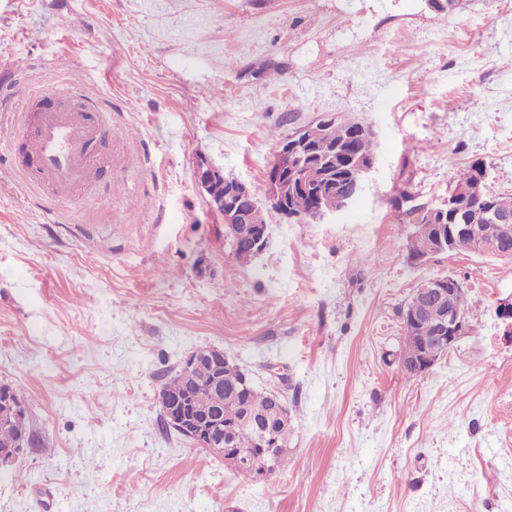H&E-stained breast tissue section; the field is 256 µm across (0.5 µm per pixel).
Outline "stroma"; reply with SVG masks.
Listing matches in <instances>:
<instances>
[{"mask_svg": "<svg viewBox=\"0 0 512 512\" xmlns=\"http://www.w3.org/2000/svg\"><path fill=\"white\" fill-rule=\"evenodd\" d=\"M70 80L101 165L62 199L13 120ZM326 113L375 133L363 190L332 224L267 211L239 260L199 163L265 183ZM475 161L512 194V0H0V384L41 439L0 512H512V262L413 264L394 203H441ZM448 275L468 332L405 378L401 310ZM204 347L293 409L267 479L163 424L162 382Z\"/></svg>", "mask_w": 512, "mask_h": 512, "instance_id": "1", "label": "stroma"}]
</instances>
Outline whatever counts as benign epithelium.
I'll return each mask as SVG.
<instances>
[{"label": "benign epithelium", "mask_w": 512, "mask_h": 512, "mask_svg": "<svg viewBox=\"0 0 512 512\" xmlns=\"http://www.w3.org/2000/svg\"><path fill=\"white\" fill-rule=\"evenodd\" d=\"M320 121L325 129L333 132L336 131L338 122L353 130L359 127L357 120L335 114H324L320 117ZM306 144L307 139L302 135L301 130L296 129L288 134L281 142L275 162L268 173L266 202L286 217L290 216L286 202L291 197L293 186L310 184V172L301 163ZM375 162L376 159L373 158L360 165L343 201L338 203L336 199L328 195L319 194L316 206L308 214L298 216V219L312 223H326L335 220L336 216L348 208L359 194L367 175L374 169ZM198 181L209 195L211 202L223 210L224 227L227 234L238 238L244 232H250L253 248L256 252H261L266 247L268 240L263 209L260 208L250 214V224L238 223L239 202L243 197L249 195L248 187L240 182L224 178L219 171L204 163L199 166ZM484 181L485 177L483 176L473 180L462 190V193L467 198L486 196ZM462 197L453 194L444 201V204L448 205L450 209L459 208L462 206ZM414 214L417 219L413 221V231L410 235L412 243L438 228L436 224L422 222L423 216H432L433 209L430 206L417 205L414 207ZM484 219H492L502 225L505 234L503 241L493 244L480 241L478 221ZM456 233L467 235L477 241L479 252L501 260L512 261V246L509 245V237L512 236V213L497 209L492 202L485 201L484 209L474 215L472 223L454 224L448 231V236H438V250L443 251L451 247L452 238ZM460 291H462V283L455 278L452 279L450 288L447 287L446 281L435 278L423 282L413 291L411 294L412 304L408 311L401 312L404 330L409 333L413 332V324L417 321L420 311L428 307L436 310V325L433 335L420 337V340L424 342L423 350L401 351L399 355L400 368L404 369L414 365L417 367L418 374L427 373L467 333L468 324L465 313L454 303V296ZM224 360H226L224 351L214 350L211 365L215 370V375L211 380V390L218 401L224 397V382L220 376L221 364L224 363ZM159 402L168 427L195 444L202 442L204 438L207 439L206 450L222 456L227 464L233 467L246 465L253 462L255 457L263 455L267 457V461L260 477L266 478L278 469L281 454L273 452V449L279 447L278 432L264 411L256 412L252 416V422L256 425L257 433L260 436L258 447L230 448L225 439L229 438L232 428L222 424L220 417L215 412L207 410L196 413L189 412L186 399L179 396L161 397Z\"/></svg>", "instance_id": "7a95c632"}]
</instances>
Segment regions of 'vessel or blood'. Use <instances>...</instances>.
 <instances>
[{"label":"vessel or blood","instance_id":"vessel-or-blood-1","mask_svg":"<svg viewBox=\"0 0 512 512\" xmlns=\"http://www.w3.org/2000/svg\"><path fill=\"white\" fill-rule=\"evenodd\" d=\"M55 94L61 98V105L42 112L26 136L25 152L40 182L64 197L83 186L88 170L95 164L87 147L101 130L74 86L56 88Z\"/></svg>","mask_w":512,"mask_h":512}]
</instances>
